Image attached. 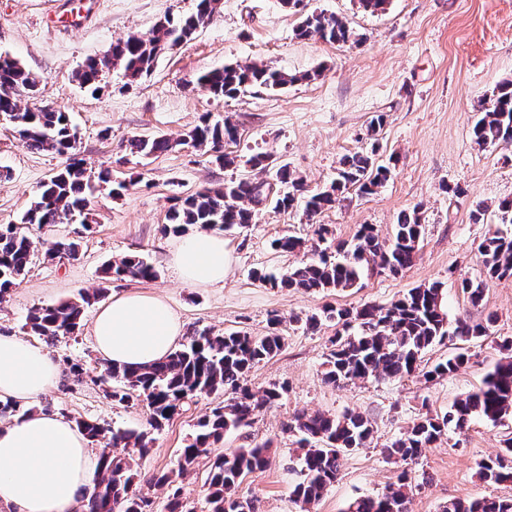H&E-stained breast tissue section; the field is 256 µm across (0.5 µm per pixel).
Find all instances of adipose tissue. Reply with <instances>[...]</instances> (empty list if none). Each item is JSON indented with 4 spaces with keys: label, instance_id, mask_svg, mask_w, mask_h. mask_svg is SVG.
Wrapping results in <instances>:
<instances>
[{
    "label": "adipose tissue",
    "instance_id": "1",
    "mask_svg": "<svg viewBox=\"0 0 512 512\" xmlns=\"http://www.w3.org/2000/svg\"><path fill=\"white\" fill-rule=\"evenodd\" d=\"M170 262L187 283L223 284L229 266L224 237L208 230L187 235ZM182 334L183 324L169 305L139 291L100 306L91 331L103 361L129 368L162 360ZM61 377L47 350L19 336H0V399L29 408L0 427V512H75L80 493L93 486L98 457L88 438L69 418L35 407Z\"/></svg>",
    "mask_w": 512,
    "mask_h": 512
}]
</instances>
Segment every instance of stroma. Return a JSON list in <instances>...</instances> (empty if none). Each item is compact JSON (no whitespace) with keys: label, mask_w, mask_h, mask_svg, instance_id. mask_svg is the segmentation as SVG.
Here are the masks:
<instances>
[{"label":"stroma","mask_w":512,"mask_h":512,"mask_svg":"<svg viewBox=\"0 0 512 512\" xmlns=\"http://www.w3.org/2000/svg\"><path fill=\"white\" fill-rule=\"evenodd\" d=\"M310 8L344 17L362 34L361 43L336 45L295 34L298 17L279 0H222L221 9L193 38L162 55L152 72L127 86L119 72L107 75L98 91L79 84L76 73L90 58L107 53L128 35L148 34L165 15L189 14L196 0H0V53L20 60L39 83L28 107L48 104L69 113L76 128V153L91 170L106 168L128 189L116 197L94 186L81 239L73 258L36 256L30 271L0 303V335L25 336L24 323L37 307L104 289L106 294L145 291L162 297L185 329L265 335L271 316H279L284 346L255 365L247 383L255 389L284 383L281 401L263 409L251 426L225 433L212 447L224 454L270 443V462L249 474L239 487L253 499L255 512H302L292 490L297 476L289 468L296 438L287 424L301 413H363L373 423L371 443L345 457L336 481L311 512H345L359 496L376 495L408 472V512H440L451 500L512 499V483L495 484L478 474V464L500 451L511 429L476 417L464 431L448 430L417 463L401 468L383 453L386 444L425 413L442 414L480 385L504 358L501 345L512 339V278L491 282L481 306L463 294L462 279H481V241L512 224L494 215L475 223L477 202L496 205L512 198V145H477L471 134L475 106L493 89L512 80V0H389L385 12L364 13L357 0H308ZM264 63L301 74L320 70L315 80L286 89L262 90L237 99H216L200 90L203 72L229 63ZM385 124L377 137L367 127L375 114ZM231 118L241 135L233 154L262 149L302 176L309 190L328 186L344 154L375 148L377 158L395 161L393 177L372 196L350 192L344 206L307 219L301 209L267 210L247 231L224 234L230 257L220 286L183 283L169 264L175 235L161 231L173 197L223 183L244 167H220L208 153L183 145V137L202 118ZM175 141L171 151L151 158L130 153L140 136ZM50 152L23 148L9 125L0 124V224L18 223L40 185L62 164ZM418 210L422 236L413 265L400 274L373 273L361 287L312 293L270 288L252 273L280 274L301 254L275 251L282 235L313 240L326 225L325 245L351 240L359 225L372 224L392 238L399 213ZM137 254L159 271L153 280L104 279L102 267ZM440 283L449 319L488 322L486 336L469 345L470 360L457 373L427 379H371L340 386L325 379V360L335 323L311 332L307 315L324 308L365 303L388 306L409 289ZM95 306L86 307L76 334L60 338L51 355L59 362L101 368L91 324ZM202 396L154 433L150 451L133 460L134 486L148 493L156 508L167 502V488L147 485L152 474L176 469L180 448L196 421L215 405ZM38 409L70 419H92L105 427L145 428V405L127 407L106 397L102 387L62 377L38 402Z\"/></svg>","instance_id":"1"}]
</instances>
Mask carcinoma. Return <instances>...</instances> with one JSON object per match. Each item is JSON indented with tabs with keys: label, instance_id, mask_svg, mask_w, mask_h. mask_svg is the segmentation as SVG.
<instances>
[{
	"label": "carcinoma",
	"instance_id": "obj_1",
	"mask_svg": "<svg viewBox=\"0 0 512 512\" xmlns=\"http://www.w3.org/2000/svg\"><path fill=\"white\" fill-rule=\"evenodd\" d=\"M282 7L300 15L296 35L303 38L346 45L359 41L358 35L342 18L323 11H308L304 0H280ZM221 0H196L195 10L184 16H166L158 21L149 35H130L112 44L108 58H91L79 70V83L96 89L103 74L117 69L132 85L151 73L157 59L175 46L191 40L220 9ZM319 71L300 76L268 65L226 64L201 74L197 84L212 97L235 99L255 90H277L302 80H314ZM37 82L18 60L0 55V113L9 114V125L21 146L29 151L50 152L65 158L64 165L44 182L17 224H0V301L28 273L37 245L31 237L33 227L56 224L61 218L77 217L89 207L91 176L76 157L77 133L62 109L29 108L21 105L16 91L36 93ZM478 118L472 127L474 142L479 146L512 144V81L500 84L492 95L479 102ZM237 125L226 118L211 123L204 119L186 135L185 142L211 153L223 167L237 165V156L224 147L237 143ZM131 152L150 157L174 147L162 136L138 137L129 143ZM251 170L271 175L259 179L242 175L222 185L205 187L185 197L176 196L166 214L164 230L182 233L188 227L247 228L256 222L259 211L271 208L286 211L299 198L305 199L304 213L312 218L345 201L353 188L369 196L390 179L392 169L377 161L376 151L351 152L341 159L336 179L322 191L308 194L304 180L271 154L258 151L248 160ZM421 223L418 212L402 214L392 239L380 236L373 224H362L350 242H340L333 259L320 246L311 247L312 257L280 277L263 271L254 273L258 282L272 288L305 291H346L358 287L363 275L380 270L397 275L410 267L419 251ZM80 240L63 237L45 243L44 256L55 259L74 256ZM282 253L305 249V241L283 236L272 242ZM478 252L485 278L463 279L462 291L473 305L485 297L488 283L512 277V236L500 232L486 237ZM107 278L152 280L158 277L155 266L138 255L115 259L103 269ZM103 292L81 293L75 300L33 309L25 327L52 346L62 336L71 335L80 326L84 309L99 300ZM440 285L412 288L387 307L366 303L353 308H330L323 315L312 314L305 326L315 331L322 318L336 319L342 331L331 340L325 378L331 384L377 379H401L420 369L426 352L452 336L470 342L486 335L487 327L464 318L448 323ZM264 336L232 332L215 334L192 330L185 341L165 359L143 369L104 365L101 372L90 375L80 363L70 365L73 380L88 378L104 387L107 396L118 403L146 402L147 424L160 430L171 418L194 399L224 392L229 398L218 404L196 423L195 432L179 450L177 473L152 475L148 484L170 486L168 512H187L176 477L194 472L204 458L209 459V512H254L253 502L238 496L243 479L269 462V448L258 445L239 448L231 454L211 456V446L224 433L250 425L263 408L282 399L288 388L273 383L257 392L246 384V375L256 364L274 356L283 346L278 330L280 320H270ZM469 361L461 351L422 372L426 378L458 372ZM118 382L121 387L110 388ZM475 416L494 423L512 419V356L499 361L475 391L457 399L450 411L442 415H425L407 428L404 434L384 450L393 463H414L422 449L430 448L448 428L463 430ZM77 426L88 438L102 444L99 471L91 491L81 497V512H153V501L133 488L135 473L132 455L149 452L148 431L107 429L94 420H79ZM296 437L300 481L293 495L310 512L327 488L339 475L344 457L364 448L372 437L373 426L361 413L340 416L302 413L288 424ZM479 475L492 483L512 482V438L493 457L479 463ZM407 472L389 485L386 493L393 501L407 506ZM347 512H383L381 496H360L348 505ZM442 512H512L511 500L450 501Z\"/></svg>",
	"mask_w": 512,
	"mask_h": 512
}]
</instances>
